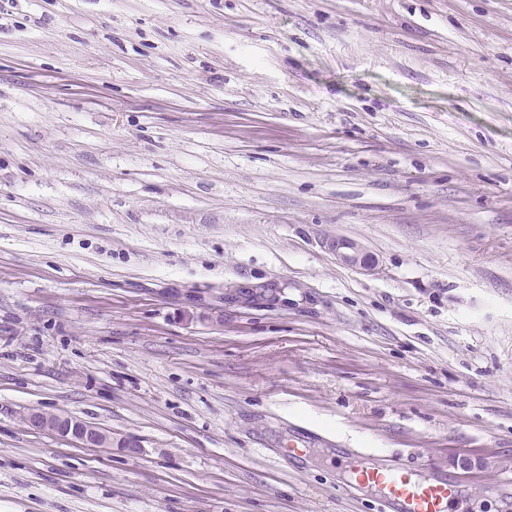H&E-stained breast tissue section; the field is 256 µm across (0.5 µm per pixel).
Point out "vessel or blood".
I'll return each mask as SVG.
<instances>
[{
	"label": "vessel or blood",
	"instance_id": "vessel-or-blood-1",
	"mask_svg": "<svg viewBox=\"0 0 512 512\" xmlns=\"http://www.w3.org/2000/svg\"><path fill=\"white\" fill-rule=\"evenodd\" d=\"M360 482L377 491L380 512H448L459 495L457 482L447 475L422 478L397 463L381 465L372 453L362 456Z\"/></svg>",
	"mask_w": 512,
	"mask_h": 512
}]
</instances>
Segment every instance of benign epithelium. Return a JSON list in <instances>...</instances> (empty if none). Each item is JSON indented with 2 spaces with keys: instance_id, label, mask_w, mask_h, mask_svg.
Here are the masks:
<instances>
[{
  "instance_id": "obj_1",
  "label": "benign epithelium",
  "mask_w": 512,
  "mask_h": 512,
  "mask_svg": "<svg viewBox=\"0 0 512 512\" xmlns=\"http://www.w3.org/2000/svg\"><path fill=\"white\" fill-rule=\"evenodd\" d=\"M331 248L336 252L338 259L349 266L368 273L376 270L375 262L356 242L338 238L331 242ZM24 421L28 427L34 430L71 440L84 448L110 447L112 445L118 448L141 447V443L137 440H116L111 433L94 424L66 414H48L39 409H31L24 416Z\"/></svg>"
}]
</instances>
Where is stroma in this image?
Listing matches in <instances>:
<instances>
[{
    "label": "stroma",
    "mask_w": 512,
    "mask_h": 512,
    "mask_svg": "<svg viewBox=\"0 0 512 512\" xmlns=\"http://www.w3.org/2000/svg\"><path fill=\"white\" fill-rule=\"evenodd\" d=\"M366 448L512 512V0H0V512H379ZM331 248L336 252L338 259L355 268L368 273L376 270L375 262L364 249L356 242L344 238H336L331 242ZM24 421L34 430L71 440L84 448H112L114 444L116 448H141V443L137 440H115L111 433L66 414H48L39 409H30L24 416Z\"/></svg>",
    "instance_id": "obj_1"
}]
</instances>
